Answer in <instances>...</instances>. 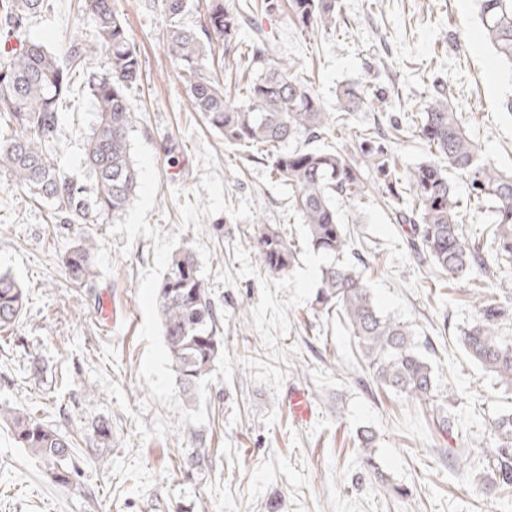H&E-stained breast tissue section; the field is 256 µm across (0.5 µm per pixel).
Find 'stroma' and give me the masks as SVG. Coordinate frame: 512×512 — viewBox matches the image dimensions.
I'll return each instance as SVG.
<instances>
[{"mask_svg": "<svg viewBox=\"0 0 512 512\" xmlns=\"http://www.w3.org/2000/svg\"><path fill=\"white\" fill-rule=\"evenodd\" d=\"M145 76L128 92L134 134L150 148L159 187L150 225L190 244L201 277L221 312L231 382L208 384L204 425L142 439L137 422L179 421L149 396L139 377L146 343L137 291L154 265V242L110 234L109 220L57 224L48 204L12 190L0 172V270L28 293L23 316L0 332V404L24 409L69 435L78 452L69 484H57L27 449L0 427V512H512V495L486 496L481 451L494 447L489 425L512 412V387L468 359L460 336L477 317L469 282L437 280L407 244L375 187L355 201L337 200L351 246L384 315L407 323L433 364L441 415L453 426L443 440L404 396L374 389L348 330L316 310L320 268L327 258L307 246L304 228L288 217V189L264 164L225 144L207 127L181 86L161 33V0H119ZM255 27L276 56L310 75L327 111L346 83L386 89V109L406 119L422 109L427 81L439 78L483 155L512 169V114L501 107L512 72L479 36L475 0H341L335 29L301 32L288 18L254 14ZM29 35L54 50L89 40L91 26L77 0H54L34 18ZM54 142L65 175L91 186L84 144L97 112L83 75H76ZM217 158L224 199H252L257 221L274 224L300 250L283 276L261 269L246 232L248 221L219 213L202 217V232L179 231L173 189L201 182L200 145ZM99 242L98 276L88 287L68 281L61 259L80 231ZM129 255H122L123 246ZM301 393L299 418L288 395ZM109 422V446L93 427ZM372 429L378 467H363L357 433ZM209 449L207 464L192 457Z\"/></svg>", "mask_w": 512, "mask_h": 512, "instance_id": "35a3bbf8", "label": "stroma"}]
</instances>
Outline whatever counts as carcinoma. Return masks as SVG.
I'll return each mask as SVG.
<instances>
[{
  "label": "carcinoma",
  "mask_w": 512,
  "mask_h": 512,
  "mask_svg": "<svg viewBox=\"0 0 512 512\" xmlns=\"http://www.w3.org/2000/svg\"><path fill=\"white\" fill-rule=\"evenodd\" d=\"M484 39L495 59L512 71V0H476ZM166 16L163 40L180 83L194 109L207 124L236 145L260 156L276 181L288 187L293 218L305 227L312 250L335 258L321 269L315 301L336 314L349 329L376 387L404 395L425 409L438 398L432 366L419 351L409 327L379 312L358 267L345 258L350 231L336 211L338 197L357 200L365 183L381 190L398 224L408 226L409 241L434 273L465 277L483 284L477 291L478 318L460 336L468 356L512 384V336L503 334L509 316L489 283L493 261L512 259V171L484 158L463 130L441 81L428 87L430 96L411 116L409 129L428 148L429 157L402 171L391 144L403 137L398 119L387 127L346 126L347 116L365 106L383 105L386 95L359 83L336 92L337 112L325 110L310 77L284 61L272 59L274 45L249 37L242 44L244 14H287L302 31L315 33L337 24V0H206L202 30L206 38L181 22L188 0H162ZM52 0H0V37L18 42L0 53V170L12 187L29 198L50 204L61 224H83L89 208L99 217L119 215L138 185L131 155L132 113L127 91L143 79L142 60L116 7V0H79V13L93 27L92 41L71 40L61 54L27 37L29 22L51 10ZM240 52L244 81L229 99L205 61L215 49ZM87 74L98 122L84 147L83 162L94 178L93 197L65 176L53 158L60 105L71 91L73 74ZM347 135L353 151L328 152L307 146L334 135ZM468 181V198L487 206L488 233L495 245L488 252L480 240L468 239L459 227L460 199L450 173ZM254 255L270 274L284 275L296 262L295 245L270 224L249 231ZM99 243L87 232L67 250L66 274L76 288L97 277L94 255ZM25 289L9 273L0 272V331L14 327L25 308ZM158 310L165 348L185 395L194 397L200 379L210 374L223 345L218 336L220 311L200 277L187 246L171 256L168 274L158 286ZM20 448L40 459L56 482L67 484L74 442L46 421L17 408L1 407ZM497 445L483 449L489 463L485 492L512 490V413L493 420Z\"/></svg>",
  "instance_id": "obj_1"
}]
</instances>
